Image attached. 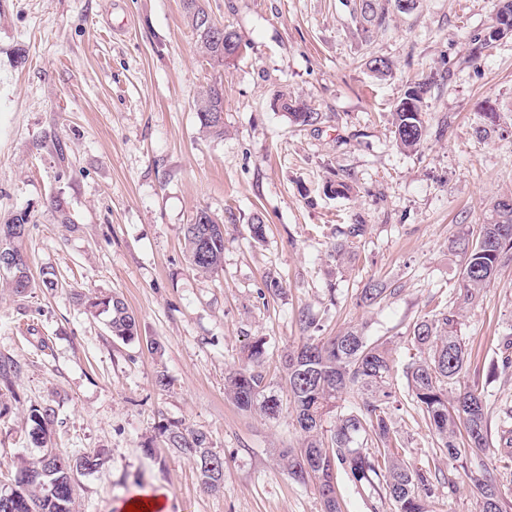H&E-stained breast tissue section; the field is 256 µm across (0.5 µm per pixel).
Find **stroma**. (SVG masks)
Masks as SVG:
<instances>
[{"mask_svg": "<svg viewBox=\"0 0 512 512\" xmlns=\"http://www.w3.org/2000/svg\"><path fill=\"white\" fill-rule=\"evenodd\" d=\"M494 3L417 0L368 34L353 0H206L243 47L215 70L182 0H0V222L28 210L30 271L54 268L59 281L18 296L0 280V357L20 368L0 383V490L13 487L20 459L39 455L28 415L50 405L49 447L103 453L79 478L74 512H121L151 494L170 512H321L315 483L291 479L280 460L303 442L281 362L307 317L319 337L365 321L369 336L389 339L401 454L438 470L431 512H475L472 481L483 476L512 502V460L492 448L448 461L404 378L414 323L456 307L469 353L458 388L484 394L491 426L512 409V262L463 308V259L450 248L463 225L487 222L492 201L512 194V136H475L487 104L512 109V36L470 57ZM373 57L392 62L388 76L368 69ZM421 78L431 82L426 133L406 153L391 112ZM214 82L224 86L220 138L202 131L195 109ZM285 95L310 103L319 122L291 125ZM336 180L352 194L329 195ZM58 194L71 223L49 205ZM202 208L224 223L214 273L194 269L184 249V227ZM353 224L365 227L355 257L337 263L331 248ZM373 276L393 292L364 308L358 296ZM110 295L134 315V341L86 312L87 298ZM258 339L260 370L284 401L274 419L224 394L226 374ZM161 373L169 387L157 386ZM174 422L223 456L221 491L168 451L160 428ZM336 490L342 512H394L345 473Z\"/></svg>", "mask_w": 512, "mask_h": 512, "instance_id": "1", "label": "stroma"}]
</instances>
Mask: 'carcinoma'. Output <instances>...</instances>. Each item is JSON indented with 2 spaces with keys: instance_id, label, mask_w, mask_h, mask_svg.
I'll use <instances>...</instances> for the list:
<instances>
[{
  "instance_id": "carcinoma-1",
  "label": "carcinoma",
  "mask_w": 512,
  "mask_h": 512,
  "mask_svg": "<svg viewBox=\"0 0 512 512\" xmlns=\"http://www.w3.org/2000/svg\"><path fill=\"white\" fill-rule=\"evenodd\" d=\"M184 17L196 35L198 53L213 68L224 67V41L240 42L236 32L207 31L199 24V16L208 14L203 0H183ZM357 11L364 22L381 26L385 7L380 0H359ZM430 82L422 79L409 87L404 99L394 107L393 125L397 144L405 151L420 146L425 133L423 103ZM417 102L410 112L405 100ZM283 108L288 119L298 126L313 125L319 120L305 102L285 99ZM201 128L217 138L224 137V95L208 85L200 92L196 104ZM501 112L495 105L482 113V125L476 129L484 139L493 132L504 133ZM512 197L493 202L495 218L477 229H462L451 241V247L464 255L461 271L460 302L475 305L482 292L495 279L498 269L512 261ZM30 216L19 212L0 224V253L16 259V265L0 269L6 275L12 292L24 296L35 288L52 290L57 275L52 269L42 270L39 279L31 276L22 242L29 232ZM187 258L199 271L212 272L224 262V224L208 209H200L193 222L184 229ZM388 291L387 284L371 278L360 292L364 307L377 303ZM92 308L108 314V327L113 336L123 341L138 337L135 318L122 299L116 296L89 301ZM459 315L453 310L439 312L417 321L412 341L419 356L404 370L408 396L428 420L438 436L448 459L457 461L478 457L490 447L491 426L488 404L476 389H464L448 396V388L460 377L467 365V353L458 335ZM264 354V342L256 340L248 350L249 364L227 374L224 392L241 410L257 409L269 418L282 410L279 397L265 381L261 371L252 367ZM283 367L288 381L289 398L296 422L305 439L299 448L281 452L288 474L300 482L311 480L317 485L322 512H341L334 480L337 470L352 481L371 488L379 485L395 508V512H430V499L437 486L431 470L417 468L397 451L399 445L393 427L397 392L394 387L393 359L389 342L373 341L367 335V324L350 326L334 336H305L301 344L284 356ZM361 399L357 407L341 411L339 401L348 391ZM336 415V425L329 437L322 433L323 422ZM55 411L50 406L34 408L28 416L32 427V443L43 449L40 456L21 463L16 471L14 499L0 500V512H72L79 489L78 476L97 470L102 453L89 448L72 459L47 447L49 427ZM165 445L172 453L191 461L202 483L212 491L224 487V457L214 452L202 432L176 425L162 428ZM365 436L377 445L374 450L358 447ZM478 512H507L505 492L497 483L485 478L474 482Z\"/></svg>"
}]
</instances>
